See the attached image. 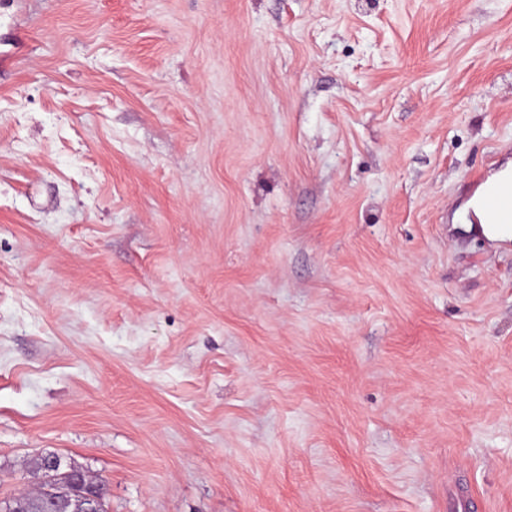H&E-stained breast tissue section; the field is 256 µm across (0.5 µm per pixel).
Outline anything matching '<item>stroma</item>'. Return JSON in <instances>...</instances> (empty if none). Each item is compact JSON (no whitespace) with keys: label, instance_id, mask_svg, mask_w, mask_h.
Returning <instances> with one entry per match:
<instances>
[{"label":"stroma","instance_id":"1","mask_svg":"<svg viewBox=\"0 0 512 512\" xmlns=\"http://www.w3.org/2000/svg\"><path fill=\"white\" fill-rule=\"evenodd\" d=\"M512 0H0V499L512 512ZM509 175H510V177L512 175V166L510 167L509 165H507L505 168H503L502 170L498 171L493 176H491L488 179L486 184L481 185L475 191L474 195L469 200L467 205L474 211L475 215L478 218L479 224H475V225L474 224H464L465 225L464 230L466 232H474L477 234H481L483 237H485L486 239L491 240V241H497V242H501V243L512 242V227H510V228L505 227V228H500V229L492 228L491 225L486 224L487 222L478 207V202H479L481 196L483 195V193L485 192L487 185L497 182L500 179L507 177ZM484 205L495 224L512 225V183L491 190L485 197ZM43 467L47 474L53 475L58 471L68 477L72 486L69 495L52 496L43 503L41 512H104V501L107 496V486L100 481L90 482L84 473L71 463L65 462L56 454L43 457Z\"/></svg>","mask_w":512,"mask_h":512}]
</instances>
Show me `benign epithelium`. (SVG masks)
<instances>
[{
	"instance_id": "obj_1",
	"label": "benign epithelium",
	"mask_w": 512,
	"mask_h": 512,
	"mask_svg": "<svg viewBox=\"0 0 512 512\" xmlns=\"http://www.w3.org/2000/svg\"><path fill=\"white\" fill-rule=\"evenodd\" d=\"M43 467L49 475L58 471L63 472L70 480L72 491L62 497H50L44 502L42 512H104L103 504L107 489L101 482L86 480L78 467L65 462L56 454L44 456Z\"/></svg>"
}]
</instances>
